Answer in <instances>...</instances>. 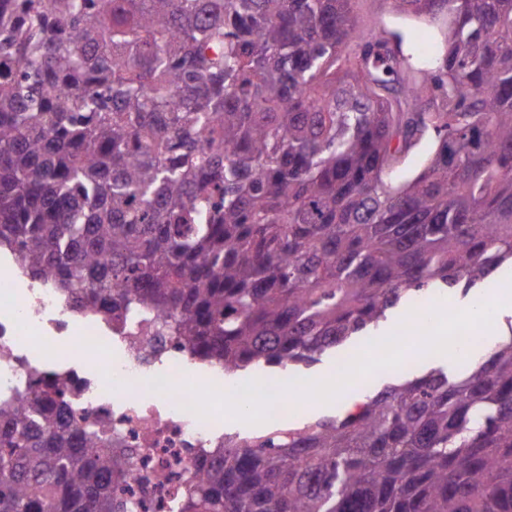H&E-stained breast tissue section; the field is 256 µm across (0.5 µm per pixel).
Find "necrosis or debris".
<instances>
[{"mask_svg":"<svg viewBox=\"0 0 512 512\" xmlns=\"http://www.w3.org/2000/svg\"><path fill=\"white\" fill-rule=\"evenodd\" d=\"M190 357L148 317L105 319L75 310L53 289L35 287L15 265H0V398L23 405L31 394L66 388L64 415L73 428L106 424L127 473L112 497L134 512H180L183 492L205 468L221 438L211 418L187 410L183 385ZM168 377L174 392L147 382Z\"/></svg>","mask_w":512,"mask_h":512,"instance_id":"obj_1","label":"necrosis or debris"}]
</instances>
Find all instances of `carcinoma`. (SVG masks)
Wrapping results in <instances>:
<instances>
[{"label":"carcinoma","instance_id":"carcinoma-1","mask_svg":"<svg viewBox=\"0 0 512 512\" xmlns=\"http://www.w3.org/2000/svg\"><path fill=\"white\" fill-rule=\"evenodd\" d=\"M355 2L0 0V251L233 376L347 363L400 305L468 295L512 263V0H384L445 25L412 83ZM467 351L224 435L182 512H512V324ZM63 394L0 401V512H114L126 462ZM432 147V142L425 141L413 150L400 165L397 171L398 180L403 181L412 177L421 168Z\"/></svg>","mask_w":512,"mask_h":512}]
</instances>
